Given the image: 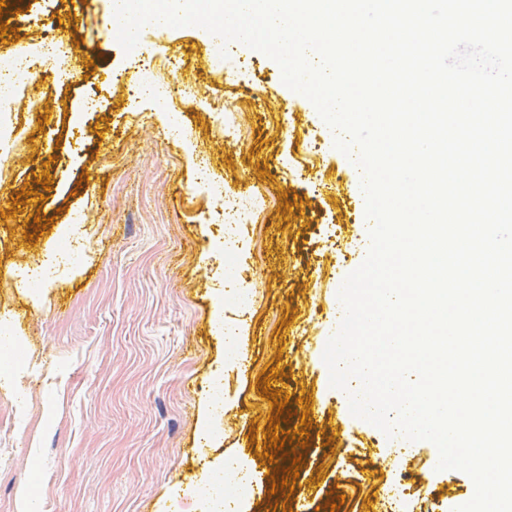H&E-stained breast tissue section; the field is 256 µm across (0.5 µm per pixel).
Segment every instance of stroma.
<instances>
[{
	"mask_svg": "<svg viewBox=\"0 0 512 512\" xmlns=\"http://www.w3.org/2000/svg\"><path fill=\"white\" fill-rule=\"evenodd\" d=\"M111 7H0V58L46 37L88 58L46 72L42 119L13 106L27 140L11 148L0 185V337L17 347L0 346V360L22 378L0 387V423L10 425L0 433V512H201L199 494L174 490L224 459L247 465L229 490L247 512H454L470 501L472 479L438 470L433 443L388 439L330 385L323 352L338 292L369 237L361 174L314 105L281 110L291 91L278 64L242 45L225 80L214 37L198 27L147 26L124 52L96 34ZM165 56L183 62L166 109L130 92L148 58ZM215 89L241 103L239 141L225 140L205 108ZM230 191L257 192L264 205L224 262L213 254L224 249ZM47 248L55 264L43 263ZM228 270L247 308L218 291ZM228 325L239 346L232 368ZM275 391L288 396L284 408ZM206 401L213 432L197 422ZM311 401L321 412L305 426ZM274 416L280 449L266 434ZM400 483L409 494L389 504Z\"/></svg>",
	"mask_w": 512,
	"mask_h": 512,
	"instance_id": "1",
	"label": "stroma"
}]
</instances>
